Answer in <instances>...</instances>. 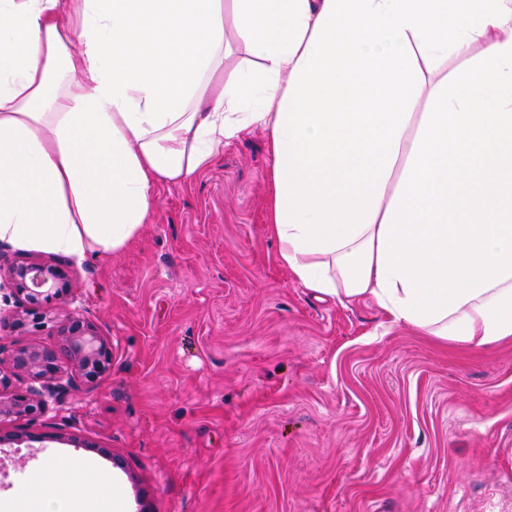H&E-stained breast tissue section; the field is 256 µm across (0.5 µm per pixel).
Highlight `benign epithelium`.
<instances>
[{
	"mask_svg": "<svg viewBox=\"0 0 512 512\" xmlns=\"http://www.w3.org/2000/svg\"><path fill=\"white\" fill-rule=\"evenodd\" d=\"M11 284L16 309L0 315V331L52 330V345L14 349L0 345V423L45 416L61 396L84 385L93 388L112 365V348L85 317L65 310L71 282L62 267L40 259L0 264V279ZM28 431L3 432L0 444L30 442Z\"/></svg>",
	"mask_w": 512,
	"mask_h": 512,
	"instance_id": "7a95c632",
	"label": "benign epithelium"
}]
</instances>
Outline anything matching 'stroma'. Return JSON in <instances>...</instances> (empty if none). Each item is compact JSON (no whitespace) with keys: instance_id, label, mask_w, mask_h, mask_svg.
I'll return each instance as SVG.
<instances>
[{"instance_id":"35a3bbf8","label":"stroma","mask_w":512,"mask_h":512,"mask_svg":"<svg viewBox=\"0 0 512 512\" xmlns=\"http://www.w3.org/2000/svg\"><path fill=\"white\" fill-rule=\"evenodd\" d=\"M271 166L261 129L225 140L125 251L62 259L112 366L0 447V499L65 457L111 472L114 512H512V338L316 299L278 259Z\"/></svg>"}]
</instances>
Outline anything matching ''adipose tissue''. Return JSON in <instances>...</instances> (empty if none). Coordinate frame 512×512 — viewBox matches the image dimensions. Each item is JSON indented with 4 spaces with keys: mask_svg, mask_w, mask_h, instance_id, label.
<instances>
[{
    "mask_svg": "<svg viewBox=\"0 0 512 512\" xmlns=\"http://www.w3.org/2000/svg\"><path fill=\"white\" fill-rule=\"evenodd\" d=\"M253 127L316 298L512 337V0H0V242L120 253ZM111 486L53 457L17 512H111Z\"/></svg>",
    "mask_w": 512,
    "mask_h": 512,
    "instance_id": "adipose-tissue-1",
    "label": "adipose tissue"
}]
</instances>
